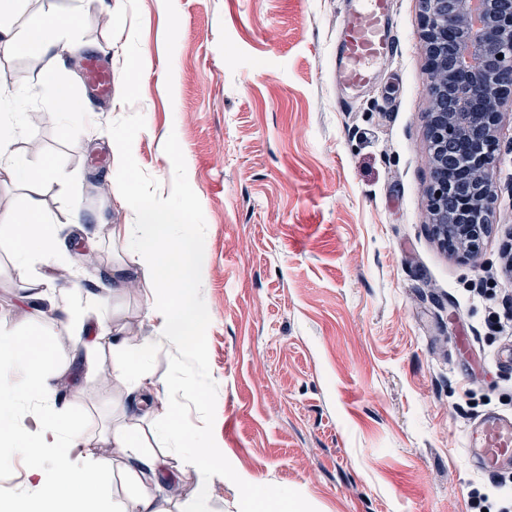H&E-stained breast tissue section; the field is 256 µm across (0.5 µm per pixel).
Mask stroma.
<instances>
[{"label":"stroma","mask_w":512,"mask_h":512,"mask_svg":"<svg viewBox=\"0 0 512 512\" xmlns=\"http://www.w3.org/2000/svg\"><path fill=\"white\" fill-rule=\"evenodd\" d=\"M21 0L11 19L78 9L40 61L0 54L28 74L17 155L53 162L69 182H0V210L37 198L76 261L31 317V281L0 245V331L33 333L59 355L55 408L96 427L79 449L107 456L113 423L139 417L158 448L146 394L177 400L178 418L219 456L210 512H239L245 485L287 494L296 512H477L471 494L512 512V472L470 461L466 433L482 414L512 415V98L502 101L491 229L477 258L443 248L429 223L430 107L419 0H390L398 49L350 106L336 103L330 59L347 0ZM114 74L111 102L90 107L65 49ZM53 70L89 110L66 129L46 123ZM132 81H124L125 72ZM133 136L141 204H187L203 263L194 288L207 322L187 352L161 336L140 288L113 289L124 256L112 227L132 224L113 135ZM109 193L93 194L95 180ZM65 307L69 316L54 317ZM135 325L150 352L148 386L105 385L112 345L73 349L76 333ZM187 386L203 399L187 398ZM110 457V456H107ZM110 495L129 493L126 460L110 457ZM29 457L0 459V501L26 512Z\"/></svg>","instance_id":"stroma-1"}]
</instances>
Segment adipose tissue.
<instances>
[{"label":"adipose tissue","mask_w":512,"mask_h":512,"mask_svg":"<svg viewBox=\"0 0 512 512\" xmlns=\"http://www.w3.org/2000/svg\"><path fill=\"white\" fill-rule=\"evenodd\" d=\"M18 0H0V46L24 52L31 57L45 54L48 36L57 29L52 18L37 20L26 36L13 31L10 20ZM17 126L15 113L6 111L0 100V178L27 185L38 178L67 180L62 167L50 164L32 170L15 151ZM126 202L136 212L134 224H116L113 237L126 246V265L141 274L147 288L162 291L163 297L149 312L158 321L161 334L184 348H194L206 322L198 307L193 287L200 273V254L197 240L190 234H175L184 223V208L160 209L143 206L137 195L127 196ZM0 232L7 234L14 258L29 264L39 257L49 268H56L61 249L53 224L37 199H29L20 211L0 210ZM98 340L112 342V378L117 382L137 383L145 380V364L140 342L134 328L113 327L111 333H98ZM18 336L0 333V446L12 448L36 458L51 454L50 466L36 465L31 485L36 492L32 512H169L165 503L154 493V486L173 481L163 455L140 451V436L136 425L119 424L112 429V445L116 452L129 454L137 450L133 474L139 477L135 495L106 501L96 497H70L60 494L62 486L78 487L91 475L108 476L107 465H89L73 450L79 445L78 430L70 416L56 411L52 379L58 366L56 352L48 346L31 344L19 347ZM28 401L38 405L30 422L19 419L20 406ZM153 414L161 421L159 433L168 447L188 455L197 473V490L189 512H209L208 476L216 451L204 437L185 432L179 423L174 405L167 400L153 406Z\"/></svg>","instance_id":"adipose-tissue-1"}]
</instances>
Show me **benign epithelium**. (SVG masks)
I'll use <instances>...</instances> for the list:
<instances>
[{
    "instance_id": "benign-epithelium-1",
    "label": "benign epithelium",
    "mask_w": 512,
    "mask_h": 512,
    "mask_svg": "<svg viewBox=\"0 0 512 512\" xmlns=\"http://www.w3.org/2000/svg\"><path fill=\"white\" fill-rule=\"evenodd\" d=\"M420 0L428 69L452 86L433 96L427 140L431 158V225L441 245L477 255L488 233L494 197L497 106L512 96V0ZM467 223H448V199Z\"/></svg>"
}]
</instances>
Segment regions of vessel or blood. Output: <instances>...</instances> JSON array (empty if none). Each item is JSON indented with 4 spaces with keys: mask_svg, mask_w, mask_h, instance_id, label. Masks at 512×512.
<instances>
[{
    "mask_svg": "<svg viewBox=\"0 0 512 512\" xmlns=\"http://www.w3.org/2000/svg\"><path fill=\"white\" fill-rule=\"evenodd\" d=\"M392 30L389 0H350L332 61L340 104H351L375 80L374 63L395 52ZM87 80L98 98L111 95L112 73L97 60L89 61ZM467 447L482 472L511 468L512 418L494 412L482 415L467 432Z\"/></svg>",
    "mask_w": 512,
    "mask_h": 512,
    "instance_id": "obj_1",
    "label": "vessel or blood"
}]
</instances>
